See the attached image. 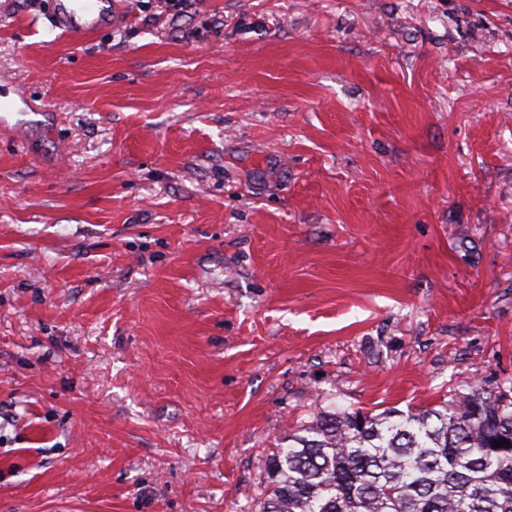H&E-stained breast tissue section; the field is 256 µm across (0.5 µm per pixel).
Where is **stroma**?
<instances>
[{
  "instance_id": "stroma-1",
  "label": "stroma",
  "mask_w": 512,
  "mask_h": 512,
  "mask_svg": "<svg viewBox=\"0 0 512 512\" xmlns=\"http://www.w3.org/2000/svg\"><path fill=\"white\" fill-rule=\"evenodd\" d=\"M0 512H256L319 413L512 386V0H0ZM119 0H54L55 25L63 33L84 38L112 27L119 16Z\"/></svg>"
}]
</instances>
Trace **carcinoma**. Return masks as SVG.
Returning <instances> with one entry per match:
<instances>
[{
	"instance_id": "1",
	"label": "carcinoma",
	"mask_w": 512,
	"mask_h": 512,
	"mask_svg": "<svg viewBox=\"0 0 512 512\" xmlns=\"http://www.w3.org/2000/svg\"><path fill=\"white\" fill-rule=\"evenodd\" d=\"M512 399L474 385L407 414L324 412L267 458L259 512H512Z\"/></svg>"
}]
</instances>
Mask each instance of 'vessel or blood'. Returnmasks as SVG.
Here are the masks:
<instances>
[{"instance_id": "1", "label": "vessel or blood", "mask_w": 512, "mask_h": 512, "mask_svg": "<svg viewBox=\"0 0 512 512\" xmlns=\"http://www.w3.org/2000/svg\"><path fill=\"white\" fill-rule=\"evenodd\" d=\"M118 16L117 0H53L56 27L74 38L110 28Z\"/></svg>"}]
</instances>
